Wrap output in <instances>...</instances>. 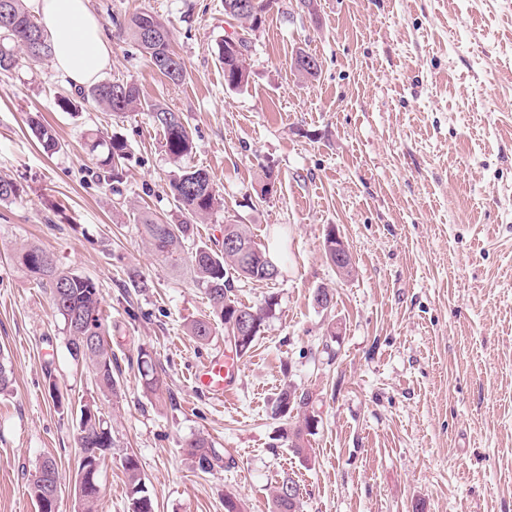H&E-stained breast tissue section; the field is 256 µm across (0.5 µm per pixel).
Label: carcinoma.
<instances>
[{
  "label": "carcinoma",
  "instance_id": "obj_1",
  "mask_svg": "<svg viewBox=\"0 0 512 512\" xmlns=\"http://www.w3.org/2000/svg\"><path fill=\"white\" fill-rule=\"evenodd\" d=\"M6 8L9 23H0V73L12 71L17 64V51L31 61L50 57L52 47L41 25L26 10L23 0H0V9ZM126 30L139 50L159 73L173 83H181L188 75L184 61L173 51L167 27L152 13L139 12L126 22ZM251 44L241 37L236 43L224 42L219 49V60L224 65V80L234 88L242 87L248 80V63ZM83 102L115 114L146 109L152 121L162 131L164 147L177 161L191 152L193 138L184 125L181 115L156 103H143L136 83L124 80L101 81L79 92ZM30 128L46 153L59 148L55 131L40 121L38 115L29 116ZM91 153L97 154L98 164L108 172V179L118 183L122 179L127 156V144L114 136L110 140L96 138L89 144ZM168 189L180 219L174 222L145 212L140 217L143 233L152 250L164 260L176 263L181 260L184 240L190 237L193 226L205 220L223 206L209 173L203 169L180 168L170 176ZM224 229L235 235L244 254L213 249L206 245L196 248L191 256L194 280L205 288L212 305L210 316L193 321L188 331L200 343L210 340L214 323L224 326V335L234 339V352L239 358L246 356L261 332L267 318L273 316L276 303L268 300L262 307L245 305L232 297L228 269H233L245 280L269 281L279 275L278 266L266 249L257 243L243 224H226ZM21 264L39 278V283L50 288L52 306L69 335L70 352L87 364L96 386L102 392H115L117 380L112 374V354L105 342V325L99 289L94 281L74 271L62 269L47 251L31 246L20 255ZM239 315L249 317L247 330H235L232 321ZM142 385L148 392L157 391L162 381L150 351L142 348L138 354ZM310 396L295 386L280 390L274 406V415L283 421L280 438L297 455L306 453V436L317 426L316 416L308 412ZM78 464L88 458L102 460L114 447L112 427L98 408L84 404L78 421ZM188 454L199 470L213 469L218 457L210 449L206 438L196 436L186 442ZM42 478L32 484V494L38 512L49 486L60 479L55 461L44 459L40 465ZM123 469L127 478L128 512H155L151 497L139 466L131 454L124 457ZM295 485L287 478L278 484L272 494L271 512H298V498H288L285 489ZM101 488L89 487L79 502V512H97Z\"/></svg>",
  "mask_w": 512,
  "mask_h": 512
}]
</instances>
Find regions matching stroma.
Segmentation results:
<instances>
[{
	"instance_id": "35a3bbf8",
	"label": "stroma",
	"mask_w": 512,
	"mask_h": 512,
	"mask_svg": "<svg viewBox=\"0 0 512 512\" xmlns=\"http://www.w3.org/2000/svg\"><path fill=\"white\" fill-rule=\"evenodd\" d=\"M112 44L103 77L134 81L142 97L179 112L194 139L174 163L145 110L79 106L52 60L20 59L0 75V352L12 390L0 395V512H37L39 463L60 474L58 512H77L81 405L112 425L97 512H128L125 455H135L157 512H269L283 478L302 512H512V0H277L252 36L247 86L224 81L218 47L232 26L224 0H90ZM170 30L188 76L156 71L121 29L134 13ZM316 54L317 78L294 73ZM41 115L59 140L45 153L28 126ZM120 136L119 185L104 180L90 134ZM207 171L224 207L195 224L178 266L157 257L139 224L172 215L178 166ZM267 199L258 189L266 177ZM279 242L280 276L238 281L247 305L274 298L238 386L219 399L193 385L227 356L223 330L199 343L191 321L211 305L192 278L196 246H224V222ZM349 248L351 276L324 251L328 232ZM51 253L102 296L116 393H101L19 261ZM332 304L317 307V289ZM163 370L146 391L140 349ZM57 395H50L49 383ZM311 397L318 425L299 456L277 438L280 389ZM204 436L219 459L200 471L184 444Z\"/></svg>"
}]
</instances>
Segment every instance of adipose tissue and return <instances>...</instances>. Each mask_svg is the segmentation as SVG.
Instances as JSON below:
<instances>
[{"label":"adipose tissue","instance_id":"obj_1","mask_svg":"<svg viewBox=\"0 0 512 512\" xmlns=\"http://www.w3.org/2000/svg\"><path fill=\"white\" fill-rule=\"evenodd\" d=\"M53 47L59 76L78 88L98 80L111 63L112 47L89 0H29Z\"/></svg>","mask_w":512,"mask_h":512}]
</instances>
